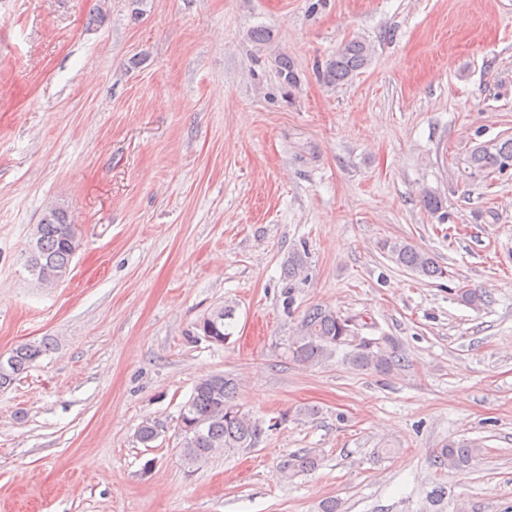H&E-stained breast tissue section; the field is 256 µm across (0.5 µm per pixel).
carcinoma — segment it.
Masks as SVG:
<instances>
[{
    "instance_id": "cac0c4a2",
    "label": "carcinoma",
    "mask_w": 512,
    "mask_h": 512,
    "mask_svg": "<svg viewBox=\"0 0 512 512\" xmlns=\"http://www.w3.org/2000/svg\"><path fill=\"white\" fill-rule=\"evenodd\" d=\"M372 45L363 38H353L325 65L322 76L328 84L351 81L366 68L373 56ZM279 78L290 88L298 86L299 78L288 55L275 59ZM470 175L488 179L512 168V138H502L477 146L467 159ZM424 208L440 219H445L443 200L426 190L422 195ZM36 249L37 257L27 260V267L36 281L54 284L69 275L72 260L78 248L74 225L66 211L60 207L48 209L33 225L25 253ZM381 249L395 265L429 278H442L447 274L428 252L415 248L404 240H386ZM305 251L294 250L288 256L286 275L293 280L304 269ZM460 300L479 310L488 303L486 293L477 289H464ZM234 310L229 306L213 309L194 323L192 334L196 338L222 346L233 336ZM50 350V342H26L11 350L9 356L0 355V389L10 386L17 376L28 369L39 357ZM291 357L302 364H318L341 355L342 360L356 371H374L390 374L405 366L406 359L399 343L391 336H366L357 320L338 312L314 305L306 309L299 319L291 343ZM238 380L230 375L217 374L198 381L188 400L182 405L177 419L182 438L179 454L188 466L205 461L217 448H253L262 435V427L243 412L236 401ZM162 426L145 421L137 429L136 438L147 445L156 441ZM478 449L468 442H452L441 448L435 463L439 466L461 468L471 464ZM318 466L317 457L298 453L282 465L283 472L292 476L309 472Z\"/></svg>"
}]
</instances>
